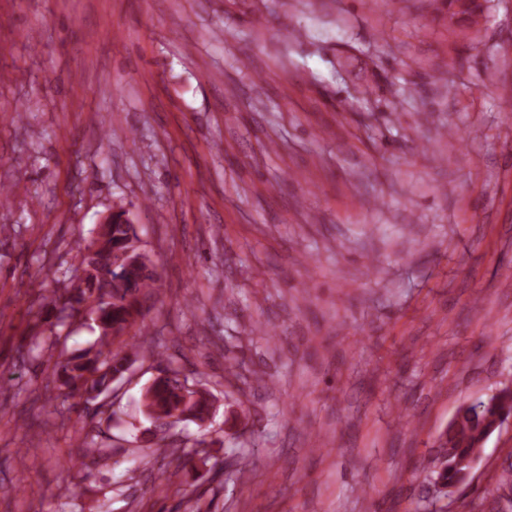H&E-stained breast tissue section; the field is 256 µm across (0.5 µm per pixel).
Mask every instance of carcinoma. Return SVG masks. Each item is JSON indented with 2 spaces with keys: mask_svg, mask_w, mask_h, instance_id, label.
Wrapping results in <instances>:
<instances>
[{
  "mask_svg": "<svg viewBox=\"0 0 512 512\" xmlns=\"http://www.w3.org/2000/svg\"><path fill=\"white\" fill-rule=\"evenodd\" d=\"M448 26L462 21L473 27L479 24L483 10L471 0H446ZM138 235L132 224L120 223V216L108 231L88 244L77 243L80 266L85 273L76 276L61 294L52 299H37L40 308L51 307L56 323L72 322L83 310L97 315L102 331L98 349L74 355L60 364L57 374L60 386L55 399L66 402L77 392L95 399L112 394V384L128 369L131 357L141 353L147 358L155 355L154 338L128 336L141 316V300L150 294L157 282V272L149 267L126 266L125 259L137 253ZM203 378L198 369H188L171 361L142 396L146 417L159 427L168 420L189 414V418L205 422L211 412L209 391L196 394L193 387ZM512 416V390L503 389L485 401L460 405L448 429L437 437V453L422 466L425 478L443 496L447 487L465 480L464 462L481 454L490 436L491 427L499 420ZM230 469L220 475H233L240 471L250 456L249 450L239 448L228 453Z\"/></svg>",
  "mask_w": 512,
  "mask_h": 512,
  "instance_id": "obj_1",
  "label": "carcinoma"
}]
</instances>
